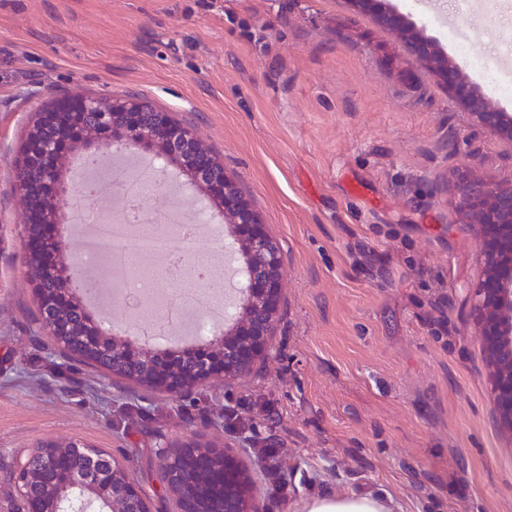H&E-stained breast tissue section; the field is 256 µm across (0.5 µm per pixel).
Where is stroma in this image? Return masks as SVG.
I'll return each mask as SVG.
<instances>
[{
	"instance_id": "35a3bbf8",
	"label": "stroma",
	"mask_w": 512,
	"mask_h": 512,
	"mask_svg": "<svg viewBox=\"0 0 512 512\" xmlns=\"http://www.w3.org/2000/svg\"><path fill=\"white\" fill-rule=\"evenodd\" d=\"M389 2L476 87L457 42L512 79V0ZM77 93L191 125L280 244L274 351L235 384L175 397L72 361L44 328L14 166L37 112ZM471 163L512 181V142L347 0H0V512L22 509L17 455L69 441L173 512L154 452L198 435L238 450L264 512L366 492L396 512H512L468 318L476 241L441 191ZM258 447L278 449L282 493Z\"/></svg>"
}]
</instances>
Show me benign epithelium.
I'll return each instance as SVG.
<instances>
[{
	"label": "benign epithelium",
	"instance_id": "7a95c632",
	"mask_svg": "<svg viewBox=\"0 0 512 512\" xmlns=\"http://www.w3.org/2000/svg\"><path fill=\"white\" fill-rule=\"evenodd\" d=\"M349 2L372 7L377 24L399 38L421 66L439 77L474 124L512 142V114L501 111L469 84L437 42L406 15L383 0ZM145 114L143 103L135 96L103 99L79 95L39 113L30 128L17 162L26 176L15 180V187L26 207L23 245L33 288L42 304L43 324L63 347L70 332L64 313L83 310L70 289L47 294L40 288L42 277L60 269V227L67 217L61 201L68 193L60 179L66 155L81 148L90 158L98 159L103 147L130 149L149 157L166 175L179 172L186 185L201 190L208 201L224 209V224L230 227L242 257L237 269L242 279V311L238 322L225 324L223 335L175 350L141 349L106 334L102 324L92 318L87 321L88 336L93 342L101 338L112 343L114 365L136 355L154 360L153 369L143 374L142 380L171 394L209 380L230 384L271 356L284 292V254L261 224L240 181L225 172L194 130L165 112L151 113L148 121ZM50 125L60 134L47 137ZM449 187L457 223L468 225L477 242L482 278L471 295L469 319L485 355L492 422L511 447L512 181H497L471 165H461L453 170ZM158 457V480L179 502L178 512H206L199 495L184 480L192 462L199 464L198 484L216 479L224 484V512H263L234 449L196 439L166 445L158 450ZM33 458L30 454L20 459L16 476L26 512H152L149 495L129 477L124 463L98 455L77 441L49 443L43 451L41 461L55 463L45 482L43 507L28 496ZM106 476L112 477L109 495L98 490Z\"/></svg>",
	"mask_w": 512,
	"mask_h": 512
}]
</instances>
